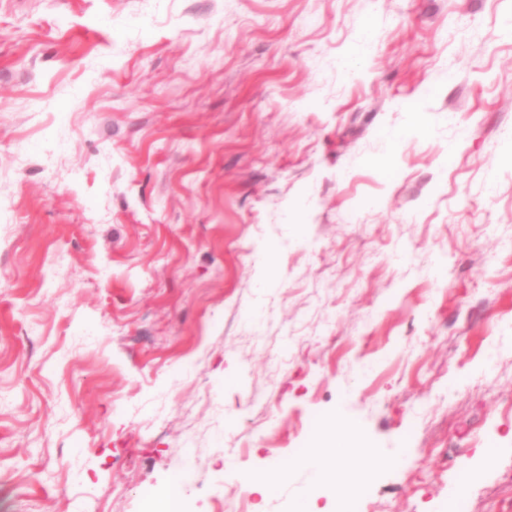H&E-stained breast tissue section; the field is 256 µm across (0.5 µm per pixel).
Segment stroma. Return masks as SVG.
I'll return each mask as SVG.
<instances>
[{"instance_id": "35a3bbf8", "label": "stroma", "mask_w": 512, "mask_h": 512, "mask_svg": "<svg viewBox=\"0 0 512 512\" xmlns=\"http://www.w3.org/2000/svg\"><path fill=\"white\" fill-rule=\"evenodd\" d=\"M319 425L512 512V0H0V512H292Z\"/></svg>"}]
</instances>
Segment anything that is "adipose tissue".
I'll return each mask as SVG.
<instances>
[{
  "label": "adipose tissue",
  "instance_id": "ef3b65f1",
  "mask_svg": "<svg viewBox=\"0 0 512 512\" xmlns=\"http://www.w3.org/2000/svg\"><path fill=\"white\" fill-rule=\"evenodd\" d=\"M351 456L358 459L359 468L363 471L372 469L380 460L374 449L339 445L330 439L322 440L312 448L298 463L299 468L308 476L309 491L300 496L294 512H322L315 503V490L342 483L345 479L342 462Z\"/></svg>",
  "mask_w": 512,
  "mask_h": 512
}]
</instances>
